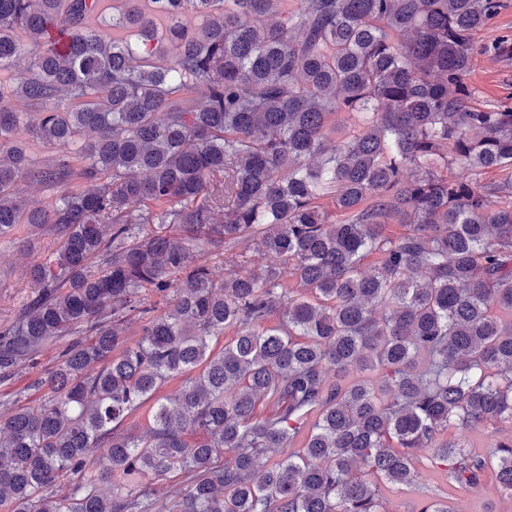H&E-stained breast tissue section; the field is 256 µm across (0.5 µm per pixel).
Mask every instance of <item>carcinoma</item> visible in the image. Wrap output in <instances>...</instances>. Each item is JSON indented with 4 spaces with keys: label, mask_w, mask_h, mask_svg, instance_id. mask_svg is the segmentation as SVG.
Listing matches in <instances>:
<instances>
[{
    "label": "carcinoma",
    "mask_w": 512,
    "mask_h": 512,
    "mask_svg": "<svg viewBox=\"0 0 512 512\" xmlns=\"http://www.w3.org/2000/svg\"><path fill=\"white\" fill-rule=\"evenodd\" d=\"M126 2L0 0V236L59 241L0 323V385L59 347L0 398V512H385L362 474L423 449L512 497V436L442 439L512 424V109L467 81L499 0ZM496 427L500 429L497 435L499 437H507L511 434L512 428L509 423L485 425L465 431L464 436H466V441L471 446L470 449L477 453H485L489 448Z\"/></svg>",
    "instance_id": "cac0c4a2"
}]
</instances>
